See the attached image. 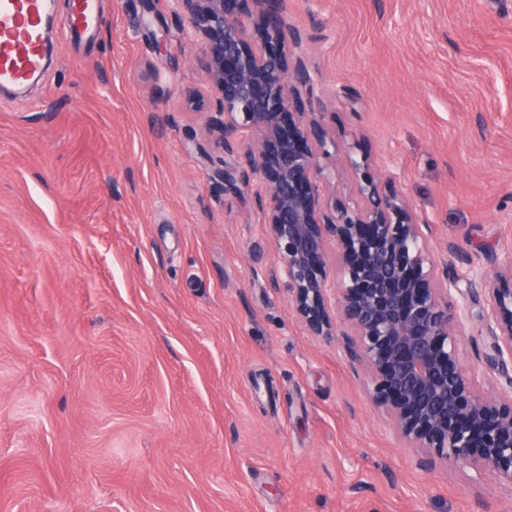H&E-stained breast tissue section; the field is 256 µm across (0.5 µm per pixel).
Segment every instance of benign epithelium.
<instances>
[{
    "label": "benign epithelium",
    "mask_w": 512,
    "mask_h": 512,
    "mask_svg": "<svg viewBox=\"0 0 512 512\" xmlns=\"http://www.w3.org/2000/svg\"><path fill=\"white\" fill-rule=\"evenodd\" d=\"M199 47L214 115L208 139L233 159L219 177L224 189L253 201L277 256L275 283L311 333L345 337L354 365L370 375L374 404L397 435L423 450L418 465L469 466L475 479H512V285L493 286L474 309L472 284L435 256L413 210L392 178L348 156L354 191L348 207L320 192L324 160L337 148L324 123L326 104L305 112L299 89L313 94L315 76L301 34L288 25L287 0H171ZM264 44L251 46L252 28ZM336 242L329 273L327 244ZM476 321L486 330L485 366L508 379L504 397L474 386L460 352L459 331Z\"/></svg>",
    "instance_id": "7a95c632"
}]
</instances>
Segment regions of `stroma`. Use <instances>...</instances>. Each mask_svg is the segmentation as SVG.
Listing matches in <instances>:
<instances>
[{"label": "stroma", "instance_id": "stroma-1", "mask_svg": "<svg viewBox=\"0 0 512 512\" xmlns=\"http://www.w3.org/2000/svg\"><path fill=\"white\" fill-rule=\"evenodd\" d=\"M69 11L38 82L0 92V512H512V481L421 470L274 287L170 0H98L79 42ZM288 23L339 145L321 192L356 204L365 157L449 271L511 272L512 0H288Z\"/></svg>", "mask_w": 512, "mask_h": 512}]
</instances>
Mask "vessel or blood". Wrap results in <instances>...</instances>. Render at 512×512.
Returning <instances> with one entry per match:
<instances>
[{"label": "vessel or blood", "instance_id": "vessel-or-blood-1", "mask_svg": "<svg viewBox=\"0 0 512 512\" xmlns=\"http://www.w3.org/2000/svg\"><path fill=\"white\" fill-rule=\"evenodd\" d=\"M48 0H0V84H14L41 63V16ZM96 0H71L68 30L81 37L96 25Z\"/></svg>", "mask_w": 512, "mask_h": 512}]
</instances>
